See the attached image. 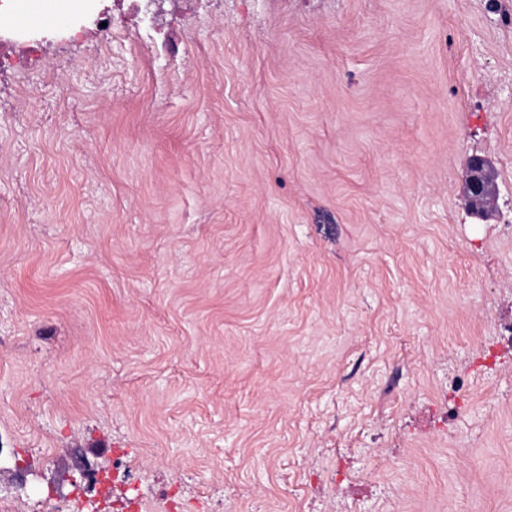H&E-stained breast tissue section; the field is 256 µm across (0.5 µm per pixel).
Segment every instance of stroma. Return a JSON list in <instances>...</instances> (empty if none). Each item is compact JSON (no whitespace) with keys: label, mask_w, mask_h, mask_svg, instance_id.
<instances>
[{"label":"stroma","mask_w":512,"mask_h":512,"mask_svg":"<svg viewBox=\"0 0 512 512\" xmlns=\"http://www.w3.org/2000/svg\"><path fill=\"white\" fill-rule=\"evenodd\" d=\"M151 9L0 70V512H512V0ZM467 172L468 207L476 218L484 220L497 206L494 170L485 158L472 156L467 161Z\"/></svg>","instance_id":"35a3bbf8"}]
</instances>
